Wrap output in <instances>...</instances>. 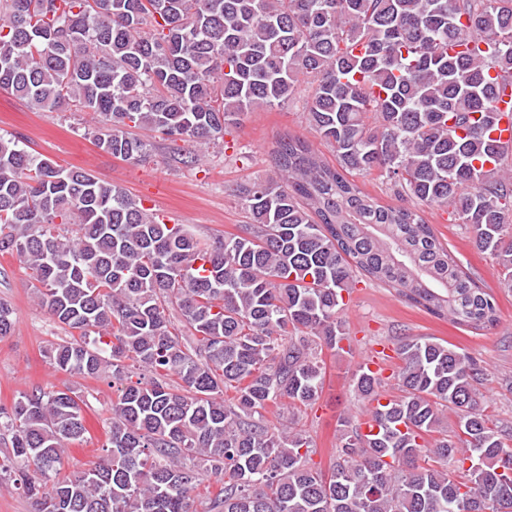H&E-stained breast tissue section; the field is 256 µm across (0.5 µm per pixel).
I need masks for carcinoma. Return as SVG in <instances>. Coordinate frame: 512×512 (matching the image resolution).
Instances as JSON below:
<instances>
[{
  "label": "carcinoma",
  "instance_id": "obj_1",
  "mask_svg": "<svg viewBox=\"0 0 512 512\" xmlns=\"http://www.w3.org/2000/svg\"><path fill=\"white\" fill-rule=\"evenodd\" d=\"M491 69L512 81V0H0V90L95 115L96 145L116 158L147 160L132 129L149 127L195 166L179 143L223 144L302 82L306 120L336 154L333 166L279 138L277 179L234 189L251 223L203 243L0 135V253L69 330L50 364L115 394L106 455L64 477L63 448L89 434L79 393L35 388L1 406L0 482L32 512H198L206 476L219 488L205 512H512V430L481 408L486 370L431 338L397 340L399 395L384 403L382 371L352 375L370 431L344 429L328 469L285 417L319 398L323 351L348 339L344 295L364 280L475 331L498 322L493 290L418 208H451L512 291V153L493 136ZM373 172L399 204L352 179ZM13 325L0 302V337ZM128 360L150 380L129 381ZM448 408L454 437L436 438Z\"/></svg>",
  "mask_w": 512,
  "mask_h": 512
}]
</instances>
